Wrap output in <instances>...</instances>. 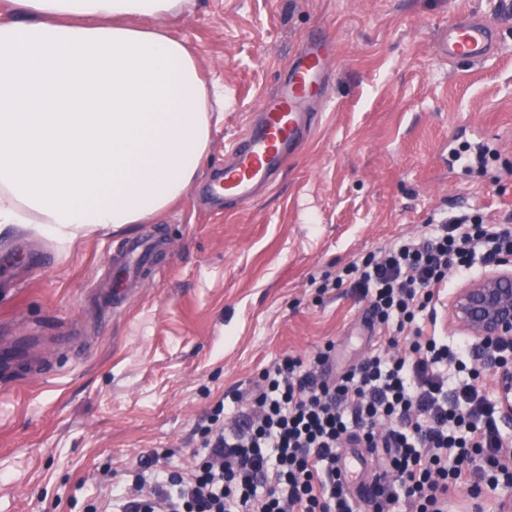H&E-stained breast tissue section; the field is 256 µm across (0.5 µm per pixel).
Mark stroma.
I'll list each match as a JSON object with an SVG mask.
<instances>
[{
	"instance_id": "obj_1",
	"label": "stroma",
	"mask_w": 512,
	"mask_h": 512,
	"mask_svg": "<svg viewBox=\"0 0 512 512\" xmlns=\"http://www.w3.org/2000/svg\"><path fill=\"white\" fill-rule=\"evenodd\" d=\"M462 12L495 26L493 57L439 56ZM163 26L224 94L206 172L315 32L336 43L333 104L246 208L213 207L200 178L145 224L0 236V337H41L30 357L53 368L0 371V512H86L153 452L189 471L217 403L269 364L331 343L339 372L378 347L368 300L335 284L349 262L451 214L512 221V14L497 0H195ZM464 146L493 151L486 171L453 161ZM142 234L170 250L114 311L110 260Z\"/></svg>"
}]
</instances>
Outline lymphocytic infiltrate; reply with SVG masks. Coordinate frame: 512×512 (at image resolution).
I'll return each mask as SVG.
<instances>
[{"label":"lymphocytic infiltrate","instance_id":"1","mask_svg":"<svg viewBox=\"0 0 512 512\" xmlns=\"http://www.w3.org/2000/svg\"><path fill=\"white\" fill-rule=\"evenodd\" d=\"M512 252V227L479 216L443 217L435 228L347 264L344 276L391 328L388 353L337 375L333 345L310 361L290 356L262 370L248 421L204 426V455L182 476L158 454L140 460L134 512H354L339 463L345 447L378 466L369 512H447L449 491L478 495L484 474L502 470L498 412L469 368L471 343L424 335L418 316L476 256ZM464 373L449 386L450 372Z\"/></svg>","mask_w":512,"mask_h":512}]
</instances>
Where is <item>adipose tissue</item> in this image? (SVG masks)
Returning a JSON list of instances; mask_svg holds the SVG:
<instances>
[{"label": "adipose tissue", "instance_id": "adipose-tissue-1", "mask_svg": "<svg viewBox=\"0 0 512 512\" xmlns=\"http://www.w3.org/2000/svg\"><path fill=\"white\" fill-rule=\"evenodd\" d=\"M8 2L0 233L143 224L181 200L209 154L215 93L159 23L194 0Z\"/></svg>", "mask_w": 512, "mask_h": 512}]
</instances>
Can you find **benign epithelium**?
I'll use <instances>...</instances> for the list:
<instances>
[{"label":"benign epithelium","instance_id":"benign-epithelium-1","mask_svg":"<svg viewBox=\"0 0 512 512\" xmlns=\"http://www.w3.org/2000/svg\"><path fill=\"white\" fill-rule=\"evenodd\" d=\"M453 323L478 341L484 368L493 378V398L504 447L512 445V255L458 289L449 303Z\"/></svg>","mask_w":512,"mask_h":512}]
</instances>
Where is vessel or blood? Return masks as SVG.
I'll list each match as a JSON object with an SVG mask.
<instances>
[{
    "mask_svg": "<svg viewBox=\"0 0 512 512\" xmlns=\"http://www.w3.org/2000/svg\"><path fill=\"white\" fill-rule=\"evenodd\" d=\"M440 52L448 60H484L500 48L495 27L476 16H457L445 24ZM335 43L324 35L308 36L302 50L280 77L276 91L261 99L258 118L242 135L224 142L228 161L206 191L225 206H245L274 183L290 155L307 141L316 121L308 106L313 101L331 105L329 58ZM157 251L152 239H131L114 256L115 285L128 288Z\"/></svg>",
    "mask_w": 512,
    "mask_h": 512,
    "instance_id": "b4317fda",
    "label": "vessel or blood"
}]
</instances>
